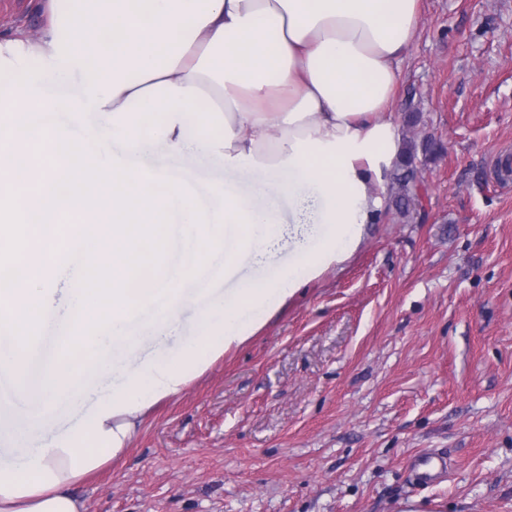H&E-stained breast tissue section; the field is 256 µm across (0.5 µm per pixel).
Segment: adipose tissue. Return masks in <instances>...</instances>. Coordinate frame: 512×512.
Wrapping results in <instances>:
<instances>
[{
    "instance_id": "adipose-tissue-1",
    "label": "adipose tissue",
    "mask_w": 512,
    "mask_h": 512,
    "mask_svg": "<svg viewBox=\"0 0 512 512\" xmlns=\"http://www.w3.org/2000/svg\"><path fill=\"white\" fill-rule=\"evenodd\" d=\"M421 0H41L38 34L0 39V512H85L76 486L121 460L180 395L375 223L401 152L388 110ZM218 157L255 188L206 202L163 145ZM123 147L120 158L112 144ZM322 202L288 266L211 292L188 335L156 334L187 281L234 275L276 241L277 204ZM108 256L105 287L92 259ZM67 272L65 316L56 281ZM101 390L91 406L87 393ZM83 405L58 428L62 403ZM56 427L41 447L30 442Z\"/></svg>"
}]
</instances>
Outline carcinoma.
<instances>
[{
  "label": "carcinoma",
  "mask_w": 512,
  "mask_h": 512,
  "mask_svg": "<svg viewBox=\"0 0 512 512\" xmlns=\"http://www.w3.org/2000/svg\"><path fill=\"white\" fill-rule=\"evenodd\" d=\"M438 153V145L430 138L407 140L399 160L394 165L391 182L390 206L400 220L409 221L420 213L415 174L418 161L426 162Z\"/></svg>",
  "instance_id": "1"
}]
</instances>
